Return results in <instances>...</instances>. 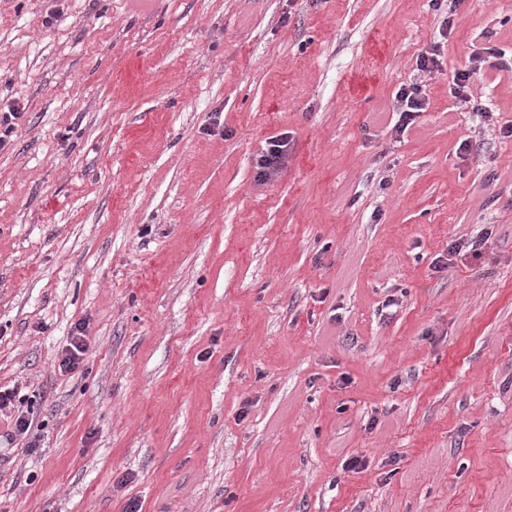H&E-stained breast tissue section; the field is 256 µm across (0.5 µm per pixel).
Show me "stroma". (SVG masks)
Wrapping results in <instances>:
<instances>
[{"mask_svg": "<svg viewBox=\"0 0 512 512\" xmlns=\"http://www.w3.org/2000/svg\"><path fill=\"white\" fill-rule=\"evenodd\" d=\"M443 17L0 0V387L36 410L0 412V512H512V72L449 93L512 56V0ZM489 54L490 55L488 57L474 55L473 57H470L469 64L465 66L464 69L455 71L449 92L460 104L471 102L473 78L481 73L486 64H488L489 67H496L499 70L511 72L512 57H510V61L508 62L504 59V53L498 54L490 52ZM490 58H494L499 61L491 62L489 60ZM428 105L426 84L420 81L402 85L393 99L392 111L398 116L393 126L394 132L403 135L416 123L417 118L426 111ZM286 134L270 137L266 148L257 160L258 176L266 178L277 173L283 166L288 153V139ZM87 327L88 324L85 321H78L75 324L68 345H66L58 357V369L60 372H74L83 365L85 356L89 351V344L86 339Z\"/></svg>", "mask_w": 512, "mask_h": 512, "instance_id": "1", "label": "stroma"}]
</instances>
